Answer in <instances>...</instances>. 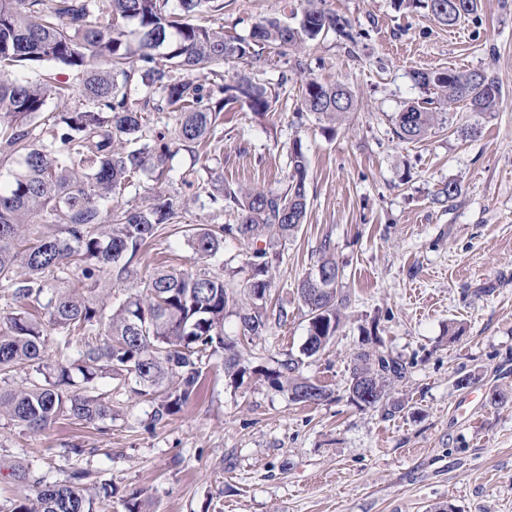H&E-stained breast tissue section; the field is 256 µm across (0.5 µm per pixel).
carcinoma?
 Instances as JSON below:
<instances>
[{
    "label": "carcinoma",
    "instance_id": "1",
    "mask_svg": "<svg viewBox=\"0 0 512 512\" xmlns=\"http://www.w3.org/2000/svg\"><path fill=\"white\" fill-rule=\"evenodd\" d=\"M295 26L269 20L251 39L224 35V28L191 18L224 10L222 0H0V155L20 158V169L0 184V288L24 306L41 305L46 292L47 319L24 310L0 319V383L24 366L43 377L25 385L0 387V416L31 430H44L61 416L87 424L112 418V400L95 393L97 381L110 378L135 396L160 399L155 420L174 415L190 399L203 373V360L224 353V373L243 382L244 342L264 336L273 311L267 305L272 286L275 245L301 231L308 205L309 160L299 140L288 153L287 186L280 191L212 185V205L236 217L234 224L185 230L187 244L202 258L217 257L224 236L251 246L249 274L241 290L235 272H189L160 266L138 281L141 251L164 224L180 222L172 198L157 195L137 209L104 206L135 186L136 177L171 180L177 151L167 134L147 125L153 112L176 113L179 149L193 155L209 142L232 105H246L263 116L278 98L246 73L224 83L226 62L252 64L266 49L296 47L333 31L351 41L348 21L308 0ZM433 19L452 26L478 10V0H427ZM136 24L138 45L126 41L125 25ZM53 63L80 76L78 96L66 82L19 80L17 67L35 69ZM207 69L211 87L203 91L193 73ZM416 84L432 86L448 102L466 101L479 114L497 111L500 89L484 71L414 72ZM305 111L334 124L354 111L351 89L313 77L302 86ZM443 116L412 102L394 118L393 135L419 142ZM460 185L443 184L435 201L457 199ZM58 233L31 237L37 222ZM81 268L87 293L63 286L72 265ZM24 269L19 277L18 269ZM339 267L329 240L298 284L308 312V335L301 354L318 355L335 336L341 308L349 296L338 289ZM131 281L117 307L93 296L106 279ZM235 314L243 341L224 340V318ZM56 337L55 357L47 362L48 337ZM293 357L264 372L271 388L296 395L298 403L330 397L326 386L300 371ZM399 358L363 349L354 356L350 381L375 391L370 409L391 415L403 410L395 384L406 377ZM85 469L58 483L36 481L35 497L17 500L10 512H94L93 498L80 485Z\"/></svg>",
    "mask_w": 512,
    "mask_h": 512
}]
</instances>
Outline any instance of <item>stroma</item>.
<instances>
[{
	"instance_id": "35a3bbf8",
	"label": "stroma",
	"mask_w": 512,
	"mask_h": 512,
	"mask_svg": "<svg viewBox=\"0 0 512 512\" xmlns=\"http://www.w3.org/2000/svg\"><path fill=\"white\" fill-rule=\"evenodd\" d=\"M304 0H224L209 25L250 38L271 18L296 24ZM360 37L345 49L336 34L286 54L269 53L254 75L279 89L266 116L234 106L216 141L198 155L179 151L176 170L199 169L198 187L141 178L123 201L170 196L180 223L163 225L140 255L138 274L154 268L238 271L250 247L225 237L215 259L194 258L188 225L234 223L201 206L212 180L277 190L288 151L301 139L309 159L308 215L298 237L279 246L271 303L287 317L248 345L237 385L224 358L204 367L203 384L182 409L154 422V402L131 398L110 378V420L86 425L62 417L33 432L0 417V507L35 496V479L61 482L89 470L96 512H125L134 492L149 512H512V0H481L476 16L443 26L411 0H326ZM303 69H296V61ZM484 70L501 106L479 115L465 103H438L446 121L425 139L394 138L396 112L433 98L417 71ZM343 83L356 107L335 131L302 111L305 76ZM475 126L469 136L463 129ZM462 187L452 205L435 200L445 182ZM330 240L350 303L326 349L304 359L303 375L326 385L329 399L298 404L260 371L299 355L308 313L297 287ZM462 330L449 340V326ZM376 350L409 365L395 387L405 408L363 410L347 398L353 355L365 336ZM467 387H457L459 377ZM500 394L493 405L491 394ZM86 455L75 456L73 446ZM27 468L29 479L12 477Z\"/></svg>"
}]
</instances>
